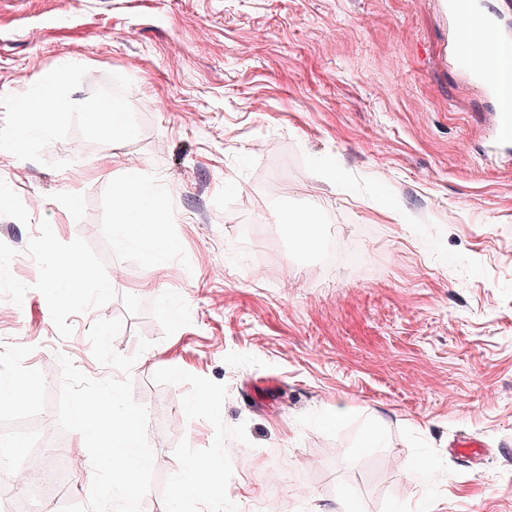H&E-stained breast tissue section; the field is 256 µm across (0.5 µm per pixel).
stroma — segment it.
<instances>
[{"label": "stroma", "instance_id": "1", "mask_svg": "<svg viewBox=\"0 0 512 512\" xmlns=\"http://www.w3.org/2000/svg\"><path fill=\"white\" fill-rule=\"evenodd\" d=\"M456 50L438 0H0V147L25 89L77 104L0 169V380L38 375L0 439L55 421L59 355L114 376L88 333L120 317L142 512L217 455V495L179 512H512V164ZM110 98L127 136L86 118ZM131 162L164 209L154 263L112 238ZM292 215L340 252L301 250ZM71 254L109 291L53 299Z\"/></svg>", "mask_w": 512, "mask_h": 512}]
</instances>
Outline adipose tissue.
I'll use <instances>...</instances> for the list:
<instances>
[{"instance_id":"1","label":"adipose tissue","mask_w":512,"mask_h":512,"mask_svg":"<svg viewBox=\"0 0 512 512\" xmlns=\"http://www.w3.org/2000/svg\"><path fill=\"white\" fill-rule=\"evenodd\" d=\"M464 43L478 62H490L504 70L512 68V51L492 41L481 25L473 23L467 27ZM72 107V101L51 93L48 88L27 89L19 98L14 141L27 142L34 134L51 137L57 116ZM114 193L121 204L112 215L113 238L120 244L140 243L146 257L155 259L167 247L159 227L161 207L155 192L142 180L137 165H128L126 177ZM219 468V463L212 458L192 463L174 484V500L187 496L209 498L218 488L215 476Z\"/></svg>"}]
</instances>
